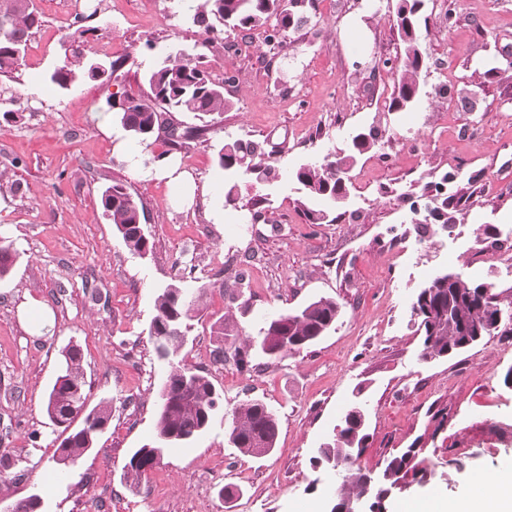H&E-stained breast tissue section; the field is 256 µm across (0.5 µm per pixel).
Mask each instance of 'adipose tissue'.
Returning <instances> with one entry per match:
<instances>
[{
    "mask_svg": "<svg viewBox=\"0 0 512 512\" xmlns=\"http://www.w3.org/2000/svg\"><path fill=\"white\" fill-rule=\"evenodd\" d=\"M468 495L452 502L429 493L414 501L411 512H512V467L478 473Z\"/></svg>",
    "mask_w": 512,
    "mask_h": 512,
    "instance_id": "obj_1",
    "label": "adipose tissue"
}]
</instances>
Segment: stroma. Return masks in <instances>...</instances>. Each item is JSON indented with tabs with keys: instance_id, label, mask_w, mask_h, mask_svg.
<instances>
[{
	"instance_id": "35a3bbf8",
	"label": "stroma",
	"mask_w": 512,
	"mask_h": 512,
	"mask_svg": "<svg viewBox=\"0 0 512 512\" xmlns=\"http://www.w3.org/2000/svg\"><path fill=\"white\" fill-rule=\"evenodd\" d=\"M75 2L34 0L42 25L21 66L0 76V87L19 95L18 119L0 118V244L17 255L0 280V453L18 460L0 474V500L37 492L47 512H326L336 481L310 459L357 392L370 434L360 468L378 472L415 446L426 470L387 497L386 512L431 492L458 498L475 473L512 462V386L504 382L512 334L426 361L411 311L419 290L450 271L491 285L500 308L512 312V267L481 259L512 248V70L485 75L512 53V0H431L428 81L471 90L479 100L473 112L432 95L412 111L388 113L392 76L374 62L400 57L402 45L387 0H316L286 59L269 67L260 60L264 29L225 34L224 47L206 54L236 78L226 91L231 105L213 120L209 142L172 154L208 188L191 202L175 183L134 176L133 163L168 145L160 138L143 147L107 111L112 92L143 91L159 49L201 40L184 0H83L102 26L93 48L129 62L118 81L84 79L62 91L48 75L60 63ZM375 124L384 137L352 171L345 216L307 223L286 172L340 152ZM231 138L288 142L276 161L284 176L267 189L268 223L224 205V173L210 145ZM447 173L469 201L452 209L449 226L420 233L412 208L424 206V186ZM115 181L145 207L153 244L146 257L129 252L103 212L101 192ZM248 254L257 261L235 284ZM170 283L204 292L206 311L182 356L222 401L205 434L169 449L132 485L125 465L154 437L168 376L147 328L158 289ZM321 297L335 299L341 313L316 343L251 371L214 360L219 316L233 314L247 340L265 318ZM69 345L81 350L88 406L112 405L93 452L73 469L55 461L62 434L44 407ZM251 398L278 421L276 448L264 456L228 442L236 407ZM226 485L243 490L230 511L218 496Z\"/></svg>"
}]
</instances>
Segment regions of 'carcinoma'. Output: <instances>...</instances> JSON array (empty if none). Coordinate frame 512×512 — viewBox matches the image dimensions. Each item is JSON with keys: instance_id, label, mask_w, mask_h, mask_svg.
<instances>
[{"instance_id": "obj_1", "label": "carcinoma", "mask_w": 512, "mask_h": 512, "mask_svg": "<svg viewBox=\"0 0 512 512\" xmlns=\"http://www.w3.org/2000/svg\"><path fill=\"white\" fill-rule=\"evenodd\" d=\"M428 0H393L392 20L403 44V54L394 66L393 90L387 107L389 112H405L420 99L429 75L428 53L422 46V24ZM310 0H192L187 21L202 30L205 38L198 45L172 47L143 73L146 91L139 96L116 91L108 100L109 111L115 114L122 127L134 139L146 142L164 137L173 149L201 139L210 131L208 125L185 126L174 119L176 113H188L198 120L221 114L230 106L224 85L236 83L235 76L215 80L209 71L207 48L224 34V29L249 31L271 25L266 37L269 51L278 55L286 47L288 33L308 22ZM97 12L78 15L67 36L72 45L70 54L61 58L50 81L61 89L85 78L110 82L119 79L130 57L112 60L92 59L87 35L100 31L88 22ZM42 25L32 0H0V75L18 68L24 58L33 31ZM384 133L371 127L351 138L349 148L340 155L329 154L320 161L296 167L291 179L298 185L303 201V215L309 224H333L336 208L346 203L349 180L338 176L348 170L365 153L377 148ZM288 151L286 141L234 139L220 142L214 149V161L224 171V205L241 206L251 216L252 223H268L270 206L266 186L278 178L271 159ZM432 209L428 217L446 224L448 194L435 186ZM104 213L126 248L139 256L150 252V240L141 222L143 205L129 192L127 185L114 181L101 195ZM202 294L189 295L176 284L161 289L155 298V315L148 336L155 356L170 373L161 390L153 444L136 449L126 464V480L132 484L153 470L158 463L155 454L159 447L176 448L203 435L218 409L220 394L211 380L185 367L180 359L186 345L191 321L198 316ZM413 315L423 336V351L446 358L465 350L464 344L476 342L497 331L495 317L501 309L494 303L490 285L473 284L455 278L452 273L439 274L420 290L412 305ZM340 307L332 298L321 297L294 311L284 312L286 320L265 321L259 336L244 344L229 343L233 359L241 369L253 367L257 358L272 359L264 345L269 337L281 336L293 351L306 348L336 325ZM85 381L81 369L79 348L68 346L62 351V372L50 388L46 413L58 426L69 428L77 417L82 425L69 433L60 443L63 463L77 464L95 447L98 436L112 417L109 403L102 401L87 408ZM278 423L273 411L258 399H247L235 410L228 441L239 452L259 456L276 448ZM369 439L366 419L356 417L340 436L332 437L317 449L313 461L342 459L348 463L346 477L336 489L335 500L340 507L368 493L371 507L381 508L386 494L410 477L423 474L418 450L407 448L388 458L376 475L377 482L365 491V473L356 462Z\"/></svg>"}]
</instances>
